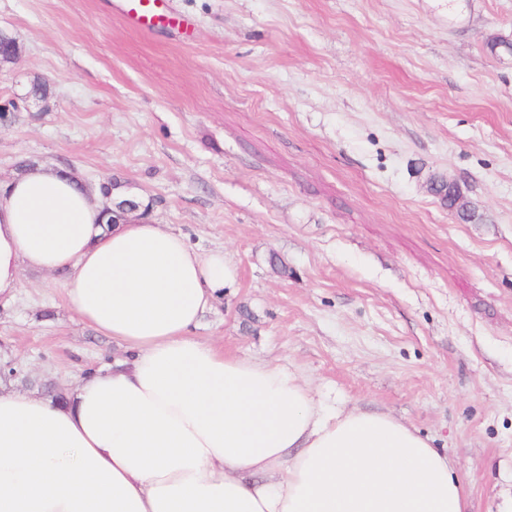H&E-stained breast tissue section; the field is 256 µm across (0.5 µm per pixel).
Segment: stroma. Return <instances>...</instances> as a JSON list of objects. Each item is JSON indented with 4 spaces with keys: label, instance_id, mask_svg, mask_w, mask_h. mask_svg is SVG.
I'll list each match as a JSON object with an SVG mask.
<instances>
[{
    "label": "stroma",
    "instance_id": "35a3bbf8",
    "mask_svg": "<svg viewBox=\"0 0 512 512\" xmlns=\"http://www.w3.org/2000/svg\"><path fill=\"white\" fill-rule=\"evenodd\" d=\"M125 4L0 0V181L120 180L237 268L197 337L402 420L512 512V0H166L144 32ZM118 353L58 279L0 307V358L57 390Z\"/></svg>",
    "mask_w": 512,
    "mask_h": 512
}]
</instances>
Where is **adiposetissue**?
I'll list each match as a JSON object with an SVG mask.
<instances>
[{
  "label": "adipose tissue",
  "mask_w": 512,
  "mask_h": 512,
  "mask_svg": "<svg viewBox=\"0 0 512 512\" xmlns=\"http://www.w3.org/2000/svg\"><path fill=\"white\" fill-rule=\"evenodd\" d=\"M102 208L61 167L0 182V302L61 275L121 350L62 403L0 381V512H467L451 457L405 422L196 337L236 283L224 252Z\"/></svg>",
  "instance_id": "adipose-tissue-1"
}]
</instances>
